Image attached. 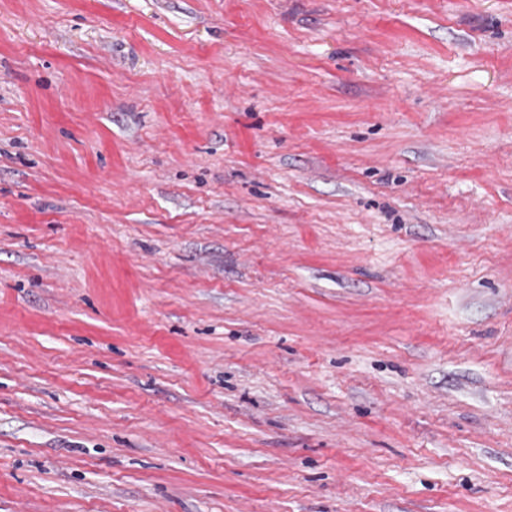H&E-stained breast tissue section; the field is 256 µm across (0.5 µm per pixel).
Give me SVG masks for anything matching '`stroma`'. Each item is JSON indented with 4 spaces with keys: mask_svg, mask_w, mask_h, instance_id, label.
<instances>
[{
    "mask_svg": "<svg viewBox=\"0 0 512 512\" xmlns=\"http://www.w3.org/2000/svg\"><path fill=\"white\" fill-rule=\"evenodd\" d=\"M0 512H512V0H0Z\"/></svg>",
    "mask_w": 512,
    "mask_h": 512,
    "instance_id": "1",
    "label": "stroma"
}]
</instances>
